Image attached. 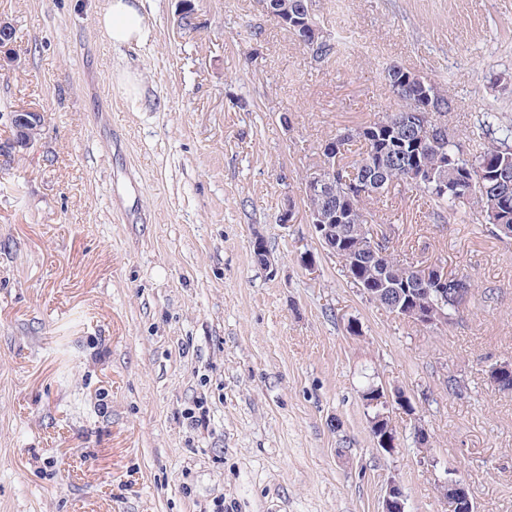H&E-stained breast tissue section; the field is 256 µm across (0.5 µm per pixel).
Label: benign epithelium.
<instances>
[{
  "mask_svg": "<svg viewBox=\"0 0 512 512\" xmlns=\"http://www.w3.org/2000/svg\"><path fill=\"white\" fill-rule=\"evenodd\" d=\"M420 90V98L425 104L428 119L436 129H443L442 123L434 115L433 107L435 88L431 80L420 74L410 78ZM9 121L13 137L6 146L0 149L5 155L26 151L40 136L44 125V115L38 110L21 108L10 113ZM336 180V161L322 158L320 166L309 173L304 183V194L307 196L325 195L329 192L332 182ZM336 217L328 218L318 211L306 214V223L310 224L321 246L332 255H337L338 241L347 239L355 242V247L343 260L348 278L356 285L360 293L369 301L380 304L386 289L393 287L388 279L391 251L388 238L374 236L365 224H351L343 233H336L334 225ZM264 236L256 232L252 238V249L255 259L262 265L271 264L268 250L264 246ZM409 281L400 285L396 291V301L390 305L393 315L410 320L428 329H440L448 326V304H453L455 311H460L469 294L462 290H448V271L438 265H422L405 263ZM489 382L496 386H506L512 390V360H504L493 364L488 370ZM364 403L376 409L374 415L368 417L370 431L375 447L383 454H393L398 444L397 430L392 413L402 411L405 414L415 413L410 399L398 389L390 390L382 385L374 386L362 393ZM436 486L441 498L452 504L456 512H476L473 494L466 483L448 473L437 477ZM406 494L402 484L391 479L387 482L385 494L379 512H407Z\"/></svg>",
  "mask_w": 512,
  "mask_h": 512,
  "instance_id": "obj_1",
  "label": "benign epithelium"
}]
</instances>
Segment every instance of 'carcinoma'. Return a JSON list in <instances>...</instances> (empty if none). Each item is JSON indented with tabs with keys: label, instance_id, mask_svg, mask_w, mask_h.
I'll return each instance as SVG.
<instances>
[{
	"label": "carcinoma",
	"instance_id": "carcinoma-1",
	"mask_svg": "<svg viewBox=\"0 0 512 512\" xmlns=\"http://www.w3.org/2000/svg\"><path fill=\"white\" fill-rule=\"evenodd\" d=\"M305 47L316 61L337 53L334 38L329 34L320 35L316 43H307ZM411 74L412 71L399 66H393L387 72L391 92L403 101L401 108L384 113L373 123L331 137L323 144L322 155L339 158L349 142L364 143V152L348 165L357 170L354 181L360 185L354 196H349L344 182L348 178V166L340 164L331 192L324 197L308 199V208L326 213L336 211L347 224L358 215L361 223L367 224L373 218L372 201L388 186L405 181V158L400 153L402 146H410V141L416 138L415 130L406 126L394 127L388 133L384 123L391 118L398 123L405 116L413 117L408 112L412 88L403 82ZM476 123L484 143L481 151L475 154L464 151L455 132L448 128L445 136H435V146L422 147L418 153L419 165L432 177L423 178L415 188L434 203L440 218H446V213L458 206H465L473 222L490 226L492 234L509 244L512 242V210H504L501 194H512V122L494 112H481Z\"/></svg>",
	"mask_w": 512,
	"mask_h": 512
}]
</instances>
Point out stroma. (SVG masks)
<instances>
[{
  "label": "stroma",
  "mask_w": 512,
  "mask_h": 512,
  "mask_svg": "<svg viewBox=\"0 0 512 512\" xmlns=\"http://www.w3.org/2000/svg\"><path fill=\"white\" fill-rule=\"evenodd\" d=\"M142 2L145 39L115 48L105 0H0L19 58L0 66V145L10 112L45 116L0 156V512H211L219 495L224 512H378L392 478L407 512H448L445 472L478 512H512V392L486 376L512 360V245L438 221L410 185L380 195L391 249L475 281L430 330L360 294L302 193L323 141L397 110L387 67L441 87L464 150L477 113L512 118V0H314L340 42L329 62L260 0ZM372 382L415 408L394 413L391 456L361 399ZM9 121L13 130V137L0 150L1 157L9 156L13 152L28 150L40 136L45 119L43 113L38 110L21 108L15 112H10Z\"/></svg>",
  "instance_id": "obj_1"
}]
</instances>
